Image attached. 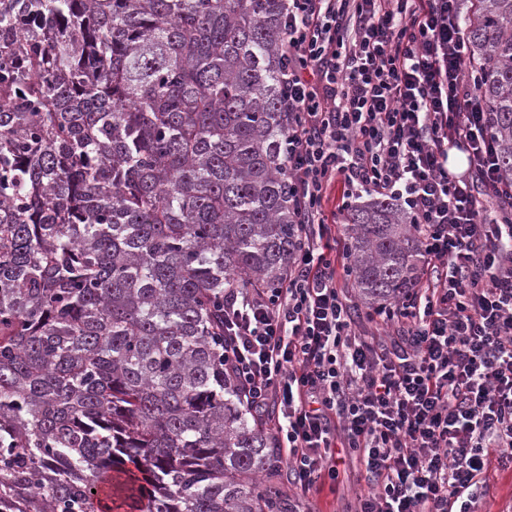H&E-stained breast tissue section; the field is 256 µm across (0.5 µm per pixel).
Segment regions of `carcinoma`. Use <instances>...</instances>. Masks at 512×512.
Returning a JSON list of instances; mask_svg holds the SVG:
<instances>
[{"label":"carcinoma","instance_id":"obj_1","mask_svg":"<svg viewBox=\"0 0 512 512\" xmlns=\"http://www.w3.org/2000/svg\"><path fill=\"white\" fill-rule=\"evenodd\" d=\"M285 10L0 0V512H289L224 372V289L278 287L298 233ZM461 24L508 183L512 0ZM345 221L361 295L400 297L411 217Z\"/></svg>","mask_w":512,"mask_h":512}]
</instances>
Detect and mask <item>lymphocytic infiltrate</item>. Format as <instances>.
I'll use <instances>...</instances> for the list:
<instances>
[{
	"label": "lymphocytic infiltrate",
	"mask_w": 512,
	"mask_h": 512,
	"mask_svg": "<svg viewBox=\"0 0 512 512\" xmlns=\"http://www.w3.org/2000/svg\"><path fill=\"white\" fill-rule=\"evenodd\" d=\"M460 6L287 0L299 234L280 287L224 291V369L254 411L279 407L292 484L309 492L350 449L368 487L357 512H474L491 464L512 463V183L464 78ZM338 182L417 227L426 277L378 312L397 341L357 332L337 280L324 203Z\"/></svg>",
	"instance_id": "lymphocytic-infiltrate-1"
}]
</instances>
